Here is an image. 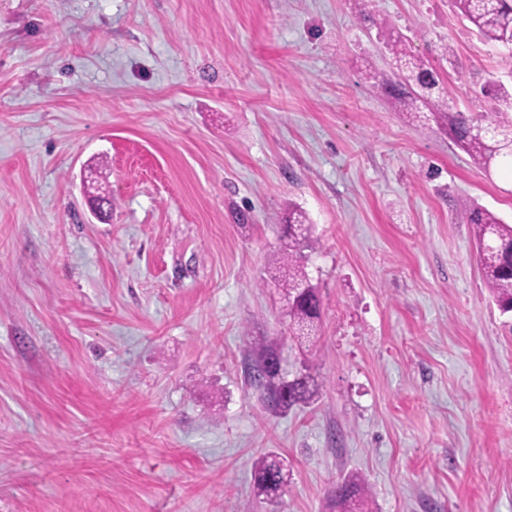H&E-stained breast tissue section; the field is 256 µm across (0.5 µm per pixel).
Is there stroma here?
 I'll list each match as a JSON object with an SVG mask.
<instances>
[{
	"instance_id": "stroma-1",
	"label": "stroma",
	"mask_w": 512,
	"mask_h": 512,
	"mask_svg": "<svg viewBox=\"0 0 512 512\" xmlns=\"http://www.w3.org/2000/svg\"><path fill=\"white\" fill-rule=\"evenodd\" d=\"M383 30L512 125V51L453 0H0V512H330L351 475L371 512H512V314L468 222L512 224V175L380 92ZM297 207L311 345L267 273ZM261 346L317 399L267 410ZM287 480V465L277 455H264L254 465V487L264 500L276 502Z\"/></svg>"
}]
</instances>
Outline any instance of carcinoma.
<instances>
[{
	"mask_svg": "<svg viewBox=\"0 0 512 512\" xmlns=\"http://www.w3.org/2000/svg\"><path fill=\"white\" fill-rule=\"evenodd\" d=\"M455 7L478 35L488 42L512 46V0H453ZM386 45L391 51L395 71L393 74H375L373 80L385 91H398L399 100L407 112H419L426 108L431 112L443 111V106L431 101L430 91L437 85L434 72L424 61L406 51L399 35H387ZM457 141L470 154L475 163L487 166L499 158L501 164L512 171V151L497 145L485 134V129L498 124H482L483 118H475L464 112L449 116ZM288 223L303 227L304 236L291 239L288 247L274 256L271 265L286 269L281 279L284 296L288 300V330L302 335L303 329L313 331L320 319V299L316 291L306 298L295 294L298 285L310 282L306 271V251L314 240L306 217L301 212L288 215ZM475 225V239L482 277L492 298L505 313L512 312V224H506L495 213L476 208L470 214ZM276 355L273 348H259L250 357L249 384L261 390L265 403L273 409H287L299 403H309L318 394L319 385L314 377L305 375L285 387L284 377L275 376L267 362ZM288 480V468L279 456H262L254 465V487L258 496L275 502L281 496ZM367 486L359 476H351L336 486L334 505L336 512H363L367 506Z\"/></svg>",
	"mask_w": 512,
	"mask_h": 512,
	"instance_id": "carcinoma-1",
	"label": "carcinoma"
}]
</instances>
